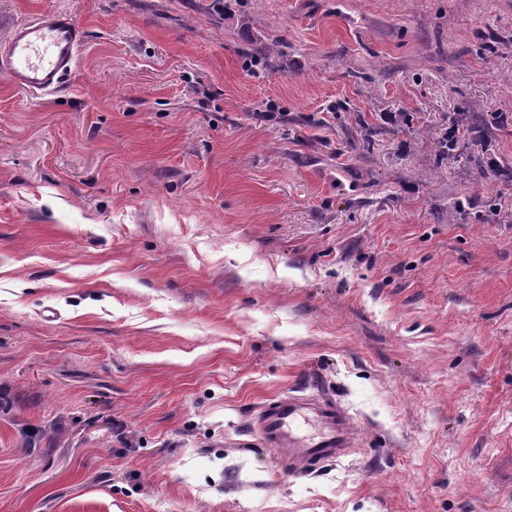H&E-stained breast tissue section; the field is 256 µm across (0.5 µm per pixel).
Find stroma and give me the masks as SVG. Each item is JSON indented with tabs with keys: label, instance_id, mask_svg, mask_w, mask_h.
<instances>
[{
	"label": "stroma",
	"instance_id": "obj_1",
	"mask_svg": "<svg viewBox=\"0 0 512 512\" xmlns=\"http://www.w3.org/2000/svg\"><path fill=\"white\" fill-rule=\"evenodd\" d=\"M46 12L64 89L0 75V512H512V0H0V40ZM288 395L352 452L284 466ZM470 115L469 117L465 118V124L462 119L461 120H458V121H454L452 123V126L448 128V132H447V136L444 138V140L447 142L445 145V147H447V150H453L456 146V143L455 142V137H456V133L459 131V132H469L472 128H471V125L469 124V121H471V123L473 125H477V126H481L483 128H487L488 129V124L486 122V119L484 118L483 115H479L480 112H468ZM300 419L313 420L318 433L312 437L299 434L294 427ZM256 428L265 446L288 461L289 467L307 470L343 457L356 437L349 414L335 401L297 395L272 399L263 405Z\"/></svg>",
	"mask_w": 512,
	"mask_h": 512
}]
</instances>
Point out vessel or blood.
Here are the masks:
<instances>
[{
  "label": "vessel or blood",
  "mask_w": 512,
  "mask_h": 512,
  "mask_svg": "<svg viewBox=\"0 0 512 512\" xmlns=\"http://www.w3.org/2000/svg\"><path fill=\"white\" fill-rule=\"evenodd\" d=\"M83 32L67 15L45 13L15 28L0 43V74L19 87L43 92L59 90L70 75L82 44ZM314 421L315 436L299 434V420ZM256 428L266 447L289 466L307 470L343 457L356 432L349 414L328 398L292 395L262 406Z\"/></svg>",
  "instance_id": "b4317fda"
}]
</instances>
